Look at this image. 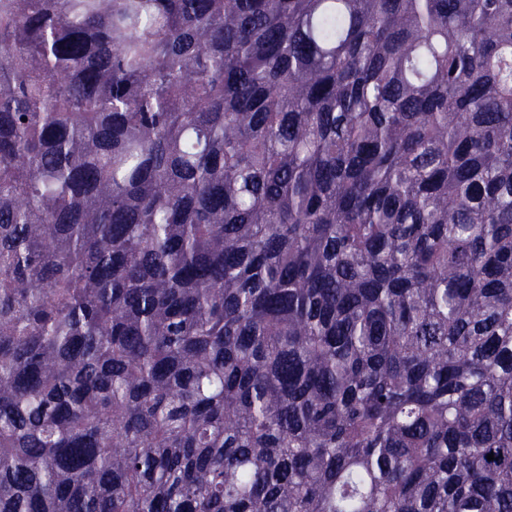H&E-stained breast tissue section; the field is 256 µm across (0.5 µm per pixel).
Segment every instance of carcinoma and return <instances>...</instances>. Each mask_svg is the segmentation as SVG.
Segmentation results:
<instances>
[{
	"mask_svg": "<svg viewBox=\"0 0 512 512\" xmlns=\"http://www.w3.org/2000/svg\"><path fill=\"white\" fill-rule=\"evenodd\" d=\"M0 512H512V0H0Z\"/></svg>",
	"mask_w": 512,
	"mask_h": 512,
	"instance_id": "1",
	"label": "carcinoma"
}]
</instances>
